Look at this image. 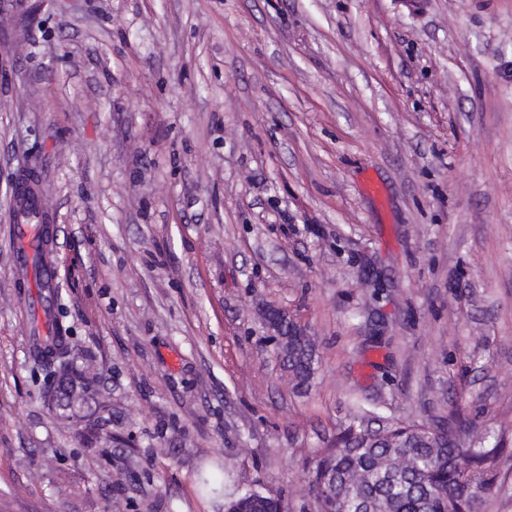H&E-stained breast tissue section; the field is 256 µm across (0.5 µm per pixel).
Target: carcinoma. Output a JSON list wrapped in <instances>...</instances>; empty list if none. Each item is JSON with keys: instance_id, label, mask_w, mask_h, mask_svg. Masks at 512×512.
<instances>
[{"instance_id": "carcinoma-1", "label": "carcinoma", "mask_w": 512, "mask_h": 512, "mask_svg": "<svg viewBox=\"0 0 512 512\" xmlns=\"http://www.w3.org/2000/svg\"><path fill=\"white\" fill-rule=\"evenodd\" d=\"M48 243L41 233L32 257L37 269L48 262ZM52 296L48 335L32 334L29 360L43 374V408L67 418L75 405L94 395V384L72 355L56 284ZM281 331L275 337L277 355L295 386L307 387L316 370V343L293 320ZM469 430L462 418L449 431L434 423L391 421L362 408L307 468L309 493L319 512H485L489 498L503 486L501 461L512 441L490 429L467 439ZM240 507L280 512L278 500L256 489L225 503L227 509Z\"/></svg>"}]
</instances>
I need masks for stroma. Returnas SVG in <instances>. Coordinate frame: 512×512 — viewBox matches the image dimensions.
Segmentation results:
<instances>
[{"label":"stroma","instance_id":"stroma-1","mask_svg":"<svg viewBox=\"0 0 512 512\" xmlns=\"http://www.w3.org/2000/svg\"><path fill=\"white\" fill-rule=\"evenodd\" d=\"M0 42V512H317L359 403L512 437V0H15ZM29 155L97 390L69 420L28 361ZM31 215L27 207L22 204L18 205L15 212L13 213V225L16 231V257L20 267L23 266L24 260L29 251V239L33 236L37 229L38 224L31 223ZM283 328L282 335L275 336V347L277 355L283 365L288 369L292 381L298 388L308 387L317 364L316 343L312 336L306 334L302 328L289 317ZM244 506L249 512H280V503L275 498L256 489H249L231 498L225 503V509H236Z\"/></svg>","mask_w":512,"mask_h":512}]
</instances>
